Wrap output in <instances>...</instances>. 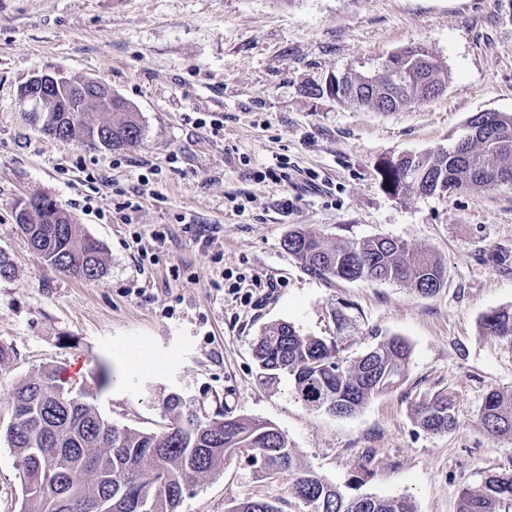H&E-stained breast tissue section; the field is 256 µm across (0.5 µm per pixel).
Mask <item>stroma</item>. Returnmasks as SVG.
<instances>
[{"mask_svg":"<svg viewBox=\"0 0 512 512\" xmlns=\"http://www.w3.org/2000/svg\"><path fill=\"white\" fill-rule=\"evenodd\" d=\"M411 46L447 70L440 96L380 112L318 94ZM57 69L127 99L141 144L90 148L26 120L20 86ZM481 112L512 114V0H0V250L14 267L0 278V346L12 353L0 426L13 382L74 367L75 387L94 390L114 425L160 429L161 401L178 392L203 416L273 423L339 487L356 480L360 493L410 498L414 512H456L462 488L512 469V438L489 437L479 421L489 391L512 389V345L481 326L512 308V186L393 192L377 165L452 146ZM279 157L288 186L258 182ZM119 188L137 198L130 216L116 210ZM41 195L101 244L104 277L69 276L31 249L15 208ZM295 227L328 244L400 240L440 259L445 283L423 297L400 282L314 278L283 248ZM242 276L271 285L235 289ZM280 322L342 335L349 360L402 336L407 376L350 416L308 407L288 377L260 378L254 343ZM437 392L454 401L447 433L416 421ZM291 488L239 458L190 487L180 512L287 500ZM21 493L0 439V512H19Z\"/></svg>","mask_w":512,"mask_h":512,"instance_id":"35a3bbf8","label":"stroma"}]
</instances>
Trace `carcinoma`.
<instances>
[{
  "label": "carcinoma",
  "instance_id": "1",
  "mask_svg": "<svg viewBox=\"0 0 512 512\" xmlns=\"http://www.w3.org/2000/svg\"><path fill=\"white\" fill-rule=\"evenodd\" d=\"M380 76L333 78L319 88L343 103L390 112L429 99L442 89L448 73L420 47L393 54ZM94 106L76 89L55 93L52 111L44 113L41 130L60 141L88 146L104 143L133 147L142 129L132 105L112 100L108 117L98 124L85 120ZM471 139L434 155H408L379 162L377 172L392 190L416 189L442 195L512 184V114L481 112L471 118ZM15 221L30 246L52 268L87 281L104 274L102 247L81 234L77 225L46 196L19 205ZM283 248L320 279L397 281L422 296H432L444 283L445 270L429 253L413 255L390 237H373L326 245L303 228L288 233ZM482 327L512 342V309L486 314ZM254 356L266 378L291 377L299 398L329 413L351 415L371 398L403 379L410 345L388 337L356 360L340 357L337 337L303 336L281 322L259 336ZM11 420L0 433L16 456L22 483L20 512H100L102 501L112 512H134L130 494L149 502L147 512H179L184 490L200 478L224 470L238 457L250 459L268 479L293 477L298 512H414L406 497L382 499L348 495L302 467L296 449L272 423L227 416L202 417L179 394L161 406L164 425L158 431L118 428L104 419L94 393L66 386L56 368L14 384ZM418 424L431 433L455 429L453 400L445 393L427 396L416 409ZM480 421L493 436L512 437V390H491ZM512 504V470L489 474L476 486L462 489L457 512H500ZM228 512H283L282 501L246 497L230 503Z\"/></svg>",
  "mask_w": 512,
  "mask_h": 512
}]
</instances>
